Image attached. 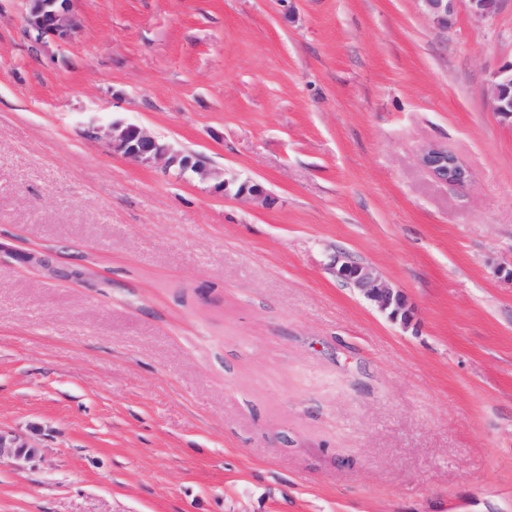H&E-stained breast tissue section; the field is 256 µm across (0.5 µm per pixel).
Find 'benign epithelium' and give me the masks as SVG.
Listing matches in <instances>:
<instances>
[{
	"label": "benign epithelium",
	"instance_id": "benign-epithelium-1",
	"mask_svg": "<svg viewBox=\"0 0 512 512\" xmlns=\"http://www.w3.org/2000/svg\"><path fill=\"white\" fill-rule=\"evenodd\" d=\"M427 14L441 27L451 24L459 10L477 20L492 17L498 9V0H422ZM25 29L35 33L36 40L46 37L65 39L79 26L80 17L73 8L74 0H26ZM492 111L505 121H512V63L500 68L492 80L490 98ZM112 152L138 163L162 160L171 169L183 162L186 170L203 176L210 169L199 158H183V152L174 149L159 138L135 124L112 126ZM422 162L440 179L454 184L466 181V171L446 151L429 149L422 155ZM336 278L355 288L365 299L374 303L392 321L408 324L411 309L405 296L391 288L371 267L357 263L346 256L334 258L330 267ZM34 449L11 432L0 430V459L26 460Z\"/></svg>",
	"mask_w": 512,
	"mask_h": 512
}]
</instances>
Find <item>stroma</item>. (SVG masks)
<instances>
[{
    "instance_id": "stroma-1",
    "label": "stroma",
    "mask_w": 512,
    "mask_h": 512,
    "mask_svg": "<svg viewBox=\"0 0 512 512\" xmlns=\"http://www.w3.org/2000/svg\"><path fill=\"white\" fill-rule=\"evenodd\" d=\"M74 7L37 43L0 0V427L36 450L0 461V512H512V125L487 101L512 0L446 28L421 0ZM116 123L215 177L114 154ZM422 162L440 179L454 184L466 181V171L447 151L429 149L422 155ZM330 270L336 278L355 288L360 295L386 313L391 321H400L404 325L409 323L412 312L405 296L391 288L373 268L346 256H336Z\"/></svg>"
}]
</instances>
